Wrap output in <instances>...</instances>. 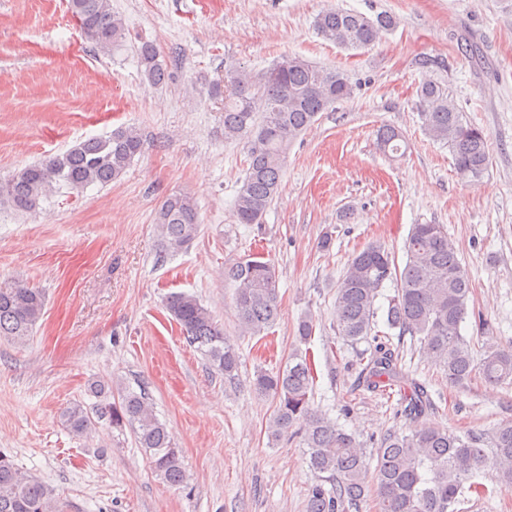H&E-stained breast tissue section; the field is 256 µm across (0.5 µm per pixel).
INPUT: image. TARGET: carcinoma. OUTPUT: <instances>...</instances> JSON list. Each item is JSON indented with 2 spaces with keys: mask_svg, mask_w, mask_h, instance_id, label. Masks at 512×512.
<instances>
[{
  "mask_svg": "<svg viewBox=\"0 0 512 512\" xmlns=\"http://www.w3.org/2000/svg\"><path fill=\"white\" fill-rule=\"evenodd\" d=\"M72 14L85 28L99 52L108 55L125 36L112 0H69ZM396 26L395 18L380 13L369 18L357 12L328 9L315 20L317 33L347 49H368ZM147 79L164 82L167 65L158 49L144 43L138 50ZM426 74L417 89V110L424 130L452 153L457 175L478 182L489 165L488 137L484 129L467 122L451 101L448 86L427 77L435 60L417 62ZM355 85L348 74L296 56H284L253 78L239 73L224 82V137L248 140L249 166L234 201L238 224L262 227L264 216L281 188L283 168L294 140L326 112L351 98ZM402 134L386 127L379 131L385 151H401ZM144 141L133 127H120L106 137L79 141L41 162L24 166L0 181V202L18 213H29L54 187L76 193L92 184L117 181ZM163 251L187 249L199 236L202 219L194 200L183 194L166 197L155 214ZM404 266L381 244L357 253L336 289V331L351 343L372 340L362 373L367 389L401 391L403 413L421 417L433 403L426 387L408 378L399 366V353L382 336L372 334L377 317L375 302L387 281L395 284L387 298L385 324L421 344L425 356L448 378L463 387L474 377L487 384L512 379V350L489 342L475 364L474 345L462 335L468 314L471 286L454 242L439 224H415L404 243ZM226 277L235 288L234 305L243 333L257 336L271 328L279 316L278 274L274 263L250 255L231 266ZM45 297L37 288L16 282L0 283V337L25 343L42 316ZM166 310L186 342L207 358L215 372L235 376L240 366L237 345L224 335L212 311L188 293H173ZM314 333L312 316L297 325L296 338L306 344ZM313 367L309 351L295 349L276 373L260 372L254 389L272 397L275 414L269 433L277 438L295 430L306 448L309 467L317 480L309 487L306 512H356L369 484L377 487L379 512H454L464 494L476 496L487 488L475 481L487 463L496 469L497 484L512 490V420L489 434H455L435 424L410 433H392L381 441L376 464L362 446L327 414L311 404ZM96 402H77L64 411L69 431L81 437L104 420L118 430L129 429L139 447L149 452L154 471L171 485L185 480L182 450L168 427L155 415L147 398L120 389L112 400V385L94 381L89 386ZM55 491L38 477L0 453V512H53Z\"/></svg>",
  "mask_w": 512,
  "mask_h": 512,
  "instance_id": "cac0c4a2",
  "label": "carcinoma"
}]
</instances>
